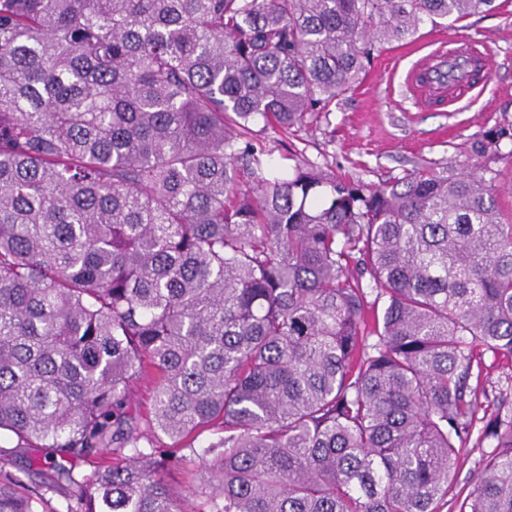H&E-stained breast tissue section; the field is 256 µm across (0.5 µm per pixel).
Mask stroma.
<instances>
[{"label":"stroma","mask_w":512,"mask_h":512,"mask_svg":"<svg viewBox=\"0 0 512 512\" xmlns=\"http://www.w3.org/2000/svg\"><path fill=\"white\" fill-rule=\"evenodd\" d=\"M489 13L468 16L451 25L424 24L403 55L385 45L374 54L352 91L333 104L326 118L283 136L266 130L268 159L277 170L288 167V155L305 152L336 174L379 186L418 169L475 163L473 140L497 126L512 124V0H496ZM487 36L490 73L471 99L455 106L436 100L415 101L409 71L429 54L448 48L449 37ZM479 449L466 447L449 481L448 512L476 486Z\"/></svg>","instance_id":"1"}]
</instances>
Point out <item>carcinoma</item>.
Segmentation results:
<instances>
[{
  "label": "carcinoma",
  "mask_w": 512,
  "mask_h": 512,
  "mask_svg": "<svg viewBox=\"0 0 512 512\" xmlns=\"http://www.w3.org/2000/svg\"><path fill=\"white\" fill-rule=\"evenodd\" d=\"M494 9L0 0V433L53 449L29 480L0 450V512H442L473 436L458 512H512L481 354L512 356V125L480 166L374 188L296 153L274 175L261 139L377 46ZM201 453L214 485L174 496ZM490 165L499 172L494 182L495 191L502 211L508 215L512 212V160H499ZM474 441L475 437L473 436L449 478L448 505L443 509L444 512L458 511L459 501L464 499L476 487L478 475L476 461L480 456L481 449L473 448Z\"/></svg>",
  "instance_id": "obj_1"
}]
</instances>
